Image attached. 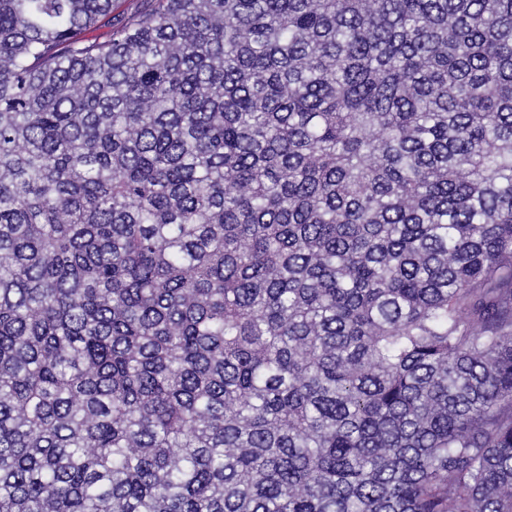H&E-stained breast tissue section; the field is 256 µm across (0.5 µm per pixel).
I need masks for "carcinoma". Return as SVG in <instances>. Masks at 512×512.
I'll return each instance as SVG.
<instances>
[{
	"label": "carcinoma",
	"instance_id": "obj_1",
	"mask_svg": "<svg viewBox=\"0 0 512 512\" xmlns=\"http://www.w3.org/2000/svg\"><path fill=\"white\" fill-rule=\"evenodd\" d=\"M0 512H512V0H0Z\"/></svg>",
	"mask_w": 512,
	"mask_h": 512
}]
</instances>
